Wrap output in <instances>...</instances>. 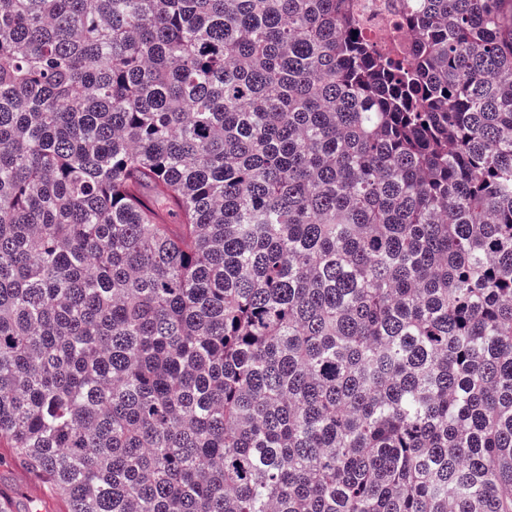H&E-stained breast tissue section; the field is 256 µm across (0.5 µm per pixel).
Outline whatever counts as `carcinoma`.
Listing matches in <instances>:
<instances>
[{
    "instance_id": "cac0c4a2",
    "label": "carcinoma",
    "mask_w": 512,
    "mask_h": 512,
    "mask_svg": "<svg viewBox=\"0 0 512 512\" xmlns=\"http://www.w3.org/2000/svg\"><path fill=\"white\" fill-rule=\"evenodd\" d=\"M0 0V444L68 512H512V0ZM357 3L363 22L380 50L412 47L415 39L398 25L400 0H357Z\"/></svg>"
}]
</instances>
